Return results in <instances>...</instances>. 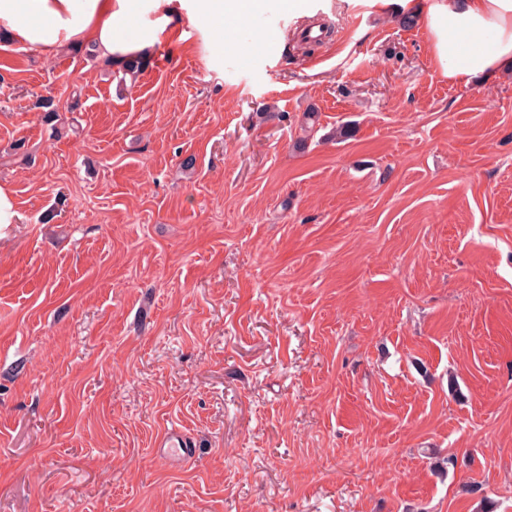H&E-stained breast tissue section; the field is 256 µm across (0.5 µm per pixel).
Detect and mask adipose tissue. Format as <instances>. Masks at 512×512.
I'll use <instances>...</instances> for the list:
<instances>
[{"label": "adipose tissue", "mask_w": 512, "mask_h": 512, "mask_svg": "<svg viewBox=\"0 0 512 512\" xmlns=\"http://www.w3.org/2000/svg\"><path fill=\"white\" fill-rule=\"evenodd\" d=\"M260 7V0H0V34L47 58L82 47L122 61L149 55L183 8L208 22L206 47L217 59L225 26ZM424 22L434 63L449 81L512 67V0H431Z\"/></svg>", "instance_id": "obj_1"}]
</instances>
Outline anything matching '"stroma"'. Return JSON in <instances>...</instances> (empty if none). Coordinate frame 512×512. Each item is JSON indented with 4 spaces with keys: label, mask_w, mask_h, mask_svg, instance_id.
Masks as SVG:
<instances>
[{
    "label": "stroma",
    "mask_w": 512,
    "mask_h": 512,
    "mask_svg": "<svg viewBox=\"0 0 512 512\" xmlns=\"http://www.w3.org/2000/svg\"><path fill=\"white\" fill-rule=\"evenodd\" d=\"M288 2L132 84L0 39V512H512V73ZM20 215L14 192L7 183L0 182V238L11 224H18Z\"/></svg>",
    "instance_id": "1"
}]
</instances>
